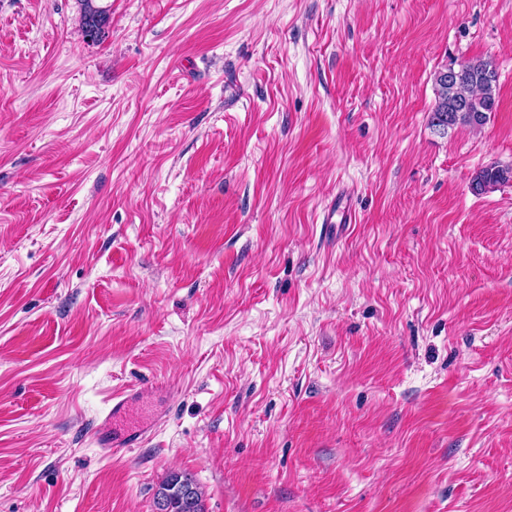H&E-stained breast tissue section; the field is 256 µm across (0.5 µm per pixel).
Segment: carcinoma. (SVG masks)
Instances as JSON below:
<instances>
[{
  "label": "carcinoma",
  "mask_w": 512,
  "mask_h": 512,
  "mask_svg": "<svg viewBox=\"0 0 512 512\" xmlns=\"http://www.w3.org/2000/svg\"><path fill=\"white\" fill-rule=\"evenodd\" d=\"M81 31L87 39L98 42L109 24V13L96 0H79ZM493 62L469 60V76L454 89L435 79L436 99L430 114V124L446 132L458 126L478 129L487 124L490 114L497 110L498 73L486 77ZM512 180V166L492 164L478 171L473 179L477 192L481 186L498 185ZM154 508L159 512H206L204 491L188 473L172 471L166 475L154 496Z\"/></svg>",
  "instance_id": "obj_1"
}]
</instances>
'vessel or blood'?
<instances>
[{
    "label": "vessel or blood",
    "instance_id": "b4317fda",
    "mask_svg": "<svg viewBox=\"0 0 512 512\" xmlns=\"http://www.w3.org/2000/svg\"><path fill=\"white\" fill-rule=\"evenodd\" d=\"M149 393L160 396L163 395L164 390L154 386L148 390L132 388L113 394L112 404L104 417L107 429L96 436V443L104 453L115 455L125 452L139 447L149 439L152 432L151 423L143 422L130 426L124 423L130 406Z\"/></svg>",
    "mask_w": 512,
    "mask_h": 512
}]
</instances>
